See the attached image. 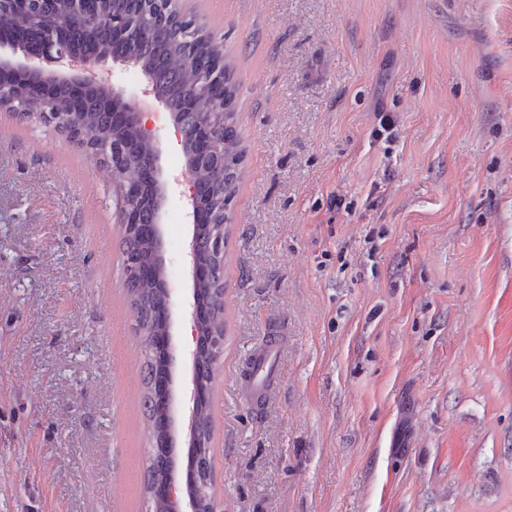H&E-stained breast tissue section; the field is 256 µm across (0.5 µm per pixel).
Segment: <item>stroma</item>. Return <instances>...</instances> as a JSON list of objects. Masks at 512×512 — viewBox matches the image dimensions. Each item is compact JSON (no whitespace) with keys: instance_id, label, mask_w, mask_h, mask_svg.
<instances>
[{"instance_id":"obj_1","label":"stroma","mask_w":512,"mask_h":512,"mask_svg":"<svg viewBox=\"0 0 512 512\" xmlns=\"http://www.w3.org/2000/svg\"><path fill=\"white\" fill-rule=\"evenodd\" d=\"M239 84L219 512H512V0H178ZM163 143L175 442L190 184ZM394 123L376 139L378 113ZM110 168L0 110V512H147L144 345ZM278 344L265 401L246 366Z\"/></svg>"}]
</instances>
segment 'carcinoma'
Segmentation results:
<instances>
[{"mask_svg":"<svg viewBox=\"0 0 512 512\" xmlns=\"http://www.w3.org/2000/svg\"><path fill=\"white\" fill-rule=\"evenodd\" d=\"M97 10L105 18L129 20L124 36L116 37L106 24L72 22L60 35V43L71 53L82 55L93 48L114 59L133 61L148 72L156 90L164 98L174 120L193 129L204 116L215 128L207 148L190 137L183 143L192 171L196 199L204 222L195 232L199 261L214 268L213 279L197 289L198 359L195 380L209 392L217 374L224 335V252L218 247L224 224L232 219L231 201L240 176L242 148L236 124L237 85L234 70L218 63V48L211 33L197 20L180 11L176 0H97ZM36 19L17 16L3 27L0 40L17 42L22 35L37 42L43 34L71 18L74 0H36ZM106 92H89L76 99L69 83L55 85V104L77 111L80 129L65 127L71 138L82 141L99 155L101 163L115 166L121 182L133 190L128 204L138 214V223L124 229L123 253L126 286L138 314V329L145 347L143 408L151 424L152 463L148 467L146 490L152 512H171L161 489L170 483L173 466L169 444V413L162 401L165 391L164 320L166 296L162 284L164 270L154 230L155 190L143 175V163L151 146L140 135L131 118L118 103L105 102ZM3 105L22 119L35 117L42 104L38 97L24 103ZM212 398L195 403L193 430L203 454L192 449V473L188 490L199 492L203 508H215L212 492Z\"/></svg>","mask_w":512,"mask_h":512,"instance_id":"1","label":"carcinoma"}]
</instances>
